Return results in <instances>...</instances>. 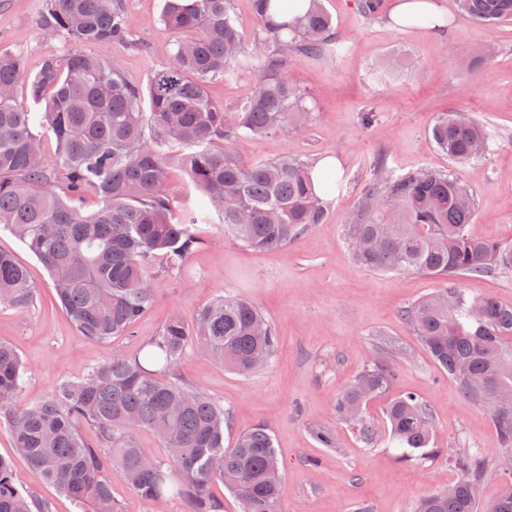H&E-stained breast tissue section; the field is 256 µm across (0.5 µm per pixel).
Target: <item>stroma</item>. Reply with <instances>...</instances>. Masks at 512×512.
I'll return each mask as SVG.
<instances>
[{"instance_id":"stroma-1","label":"stroma","mask_w":512,"mask_h":512,"mask_svg":"<svg viewBox=\"0 0 512 512\" xmlns=\"http://www.w3.org/2000/svg\"><path fill=\"white\" fill-rule=\"evenodd\" d=\"M375 16L362 0H323L338 38L349 45L340 57L290 53L288 68L307 94L312 120L304 132L284 131L238 145L247 159L283 157L342 163V186L327 203L324 223L313 225L281 250L259 251L225 236L220 224L204 225L206 243L181 270L156 260L151 273L155 302L127 336L96 343L82 336L61 307L43 264L8 230L0 249L25 265L37 287L25 312L0 306V341L22 357L27 380L20 405L43 398L64 378L82 376L113 353L139 355L172 313L193 320L216 294L253 302L274 324L277 353L265 369L240 375L207 355L190 351L181 379L221 403L230 413L224 430L232 446L243 430L262 424L272 434L281 467L279 512H411L422 496L448 489L458 473L448 456L469 446L481 449L487 470L481 500L500 493L497 462L504 455L487 409L475 405L424 350L403 316L417 299L438 288L430 276L382 273L358 264L346 240V224L376 182L379 167L393 173L428 167L452 171L476 197L473 231L490 240L512 241V22L494 27L463 17L458 0H440L442 32L395 25L396 0H382ZM44 0H0V51L23 62L33 76L44 58L65 51L64 38H41L37 23ZM130 19L126 43L95 47L116 58L126 79L147 88L167 66L174 38L164 30L163 0H122ZM257 77L244 73L207 85L208 96L233 109L253 96ZM374 120L364 124V113ZM458 112L489 134L484 156L457 164L439 151L429 131L442 114ZM391 367L387 397L369 402L375 432L365 443L336 415V400L369 366ZM411 393L429 407L435 422L424 459L400 458L390 442L384 410L388 398ZM331 431L333 447L319 443L316 429ZM0 456L11 459L18 487L34 490L51 512H79L55 487L35 482L0 427ZM112 494L121 512H184L180 499L141 500L120 470Z\"/></svg>"}]
</instances>
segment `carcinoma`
<instances>
[{"mask_svg":"<svg viewBox=\"0 0 512 512\" xmlns=\"http://www.w3.org/2000/svg\"><path fill=\"white\" fill-rule=\"evenodd\" d=\"M232 0H165L160 21L175 37L171 62L147 91L129 85L120 64L87 48L126 42L131 32L120 0H45L39 36H62L69 49L46 58L27 80L35 112L16 101L24 79L19 57L0 52V227L22 241L49 272L56 295L81 335L102 342L128 335L155 300L149 268L162 255L180 269L204 244L199 225L218 216L224 231L253 249H283L327 217L315 191L312 165L293 158L247 161L235 146L244 138L301 131L310 123L305 93L288 70V50L340 55L322 0H304L288 18L279 0H253L262 35L243 40ZM461 13L487 25L512 21V0H458ZM242 73L257 75L254 95L235 111L213 102L205 85ZM149 98L144 111L143 97ZM55 140L57 166L44 151ZM454 162L479 158L485 128L449 112L430 130ZM168 145V153L158 147ZM176 164L201 190L194 205L174 210L169 168ZM94 195L98 208L83 211ZM476 200L452 173L430 169L397 175L384 170L357 218L346 225L355 259L377 272L435 277L441 288L404 311L433 361L464 396L486 408L501 445L512 447V306L492 296L468 298L463 275L512 269V242L474 234ZM36 288L27 269L0 251V305L24 312ZM277 335L250 301L220 295L187 323L174 313L144 356L115 353L78 380H62L28 407L15 405L27 372L19 353L0 341V424L40 483H49L85 512H119L112 469L146 502L177 497L186 512H217L211 487L221 482L242 512H278L281 473L267 428L240 433L224 447L228 413L180 379L192 345L224 369L259 370L258 350L271 359ZM392 371L377 364L340 394L336 412L365 443L373 431L363 406L389 386ZM390 435L407 457L428 447L429 410L414 395L385 409ZM158 436L172 465L141 447L135 434ZM460 472L449 489L420 499L414 512H512V476L487 505L478 488L479 450L452 456ZM0 512H50L33 491L19 489L0 458Z\"/></svg>","mask_w":512,"mask_h":512,"instance_id":"obj_1","label":"carcinoma"}]
</instances>
